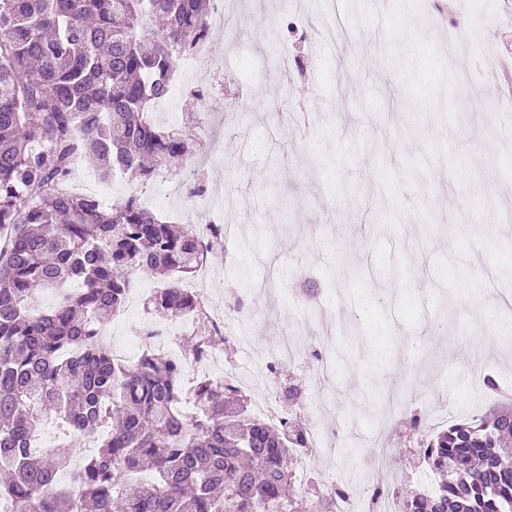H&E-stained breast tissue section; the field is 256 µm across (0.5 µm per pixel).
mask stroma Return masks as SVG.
<instances>
[{
	"label": "stroma",
	"mask_w": 512,
	"mask_h": 512,
	"mask_svg": "<svg viewBox=\"0 0 512 512\" xmlns=\"http://www.w3.org/2000/svg\"><path fill=\"white\" fill-rule=\"evenodd\" d=\"M228 0L175 113L203 166L204 200L235 227L208 272L247 308L223 346L257 399L260 351L284 329L331 360L316 417L336 431L325 465L348 492L408 488L423 463L415 409L483 413L484 374L512 382V0ZM291 65H283V57ZM217 99L192 95L198 72ZM139 302L108 321L117 341L158 317Z\"/></svg>",
	"instance_id": "obj_1"
}]
</instances>
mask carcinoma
I'll list each match as a JSON object with an SVG mask.
<instances>
[{"label":"carcinoma","mask_w":512,"mask_h":512,"mask_svg":"<svg viewBox=\"0 0 512 512\" xmlns=\"http://www.w3.org/2000/svg\"><path fill=\"white\" fill-rule=\"evenodd\" d=\"M209 14V0H0V500L13 512H336L296 493L288 462L307 448L297 417L268 423L226 379L184 387L186 366L223 335L183 283L224 237L171 224L134 193L106 210L61 189L76 156L103 179L152 180L187 159L153 109L180 57L208 40ZM138 271L161 276L150 307L204 332L178 357L147 345L127 366L99 336ZM47 288L58 302L35 308ZM37 405L96 443L73 487L58 479L69 457L28 448ZM509 435L511 405L458 420L419 441L435 494L380 493L398 512H512Z\"/></svg>","instance_id":"obj_1"}]
</instances>
